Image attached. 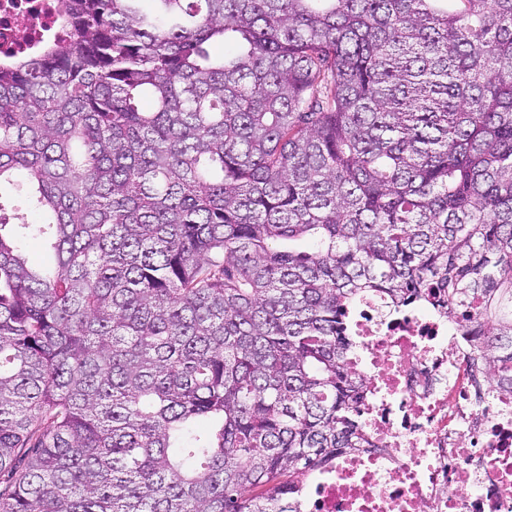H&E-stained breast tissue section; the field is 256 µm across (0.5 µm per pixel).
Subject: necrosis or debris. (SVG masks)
<instances>
[{
  "label": "necrosis or debris",
  "mask_w": 512,
  "mask_h": 512,
  "mask_svg": "<svg viewBox=\"0 0 512 512\" xmlns=\"http://www.w3.org/2000/svg\"><path fill=\"white\" fill-rule=\"evenodd\" d=\"M62 0H0V53L56 31ZM359 448L303 481L301 512H512V393L479 366L469 322L362 299Z\"/></svg>",
  "instance_id": "1"
}]
</instances>
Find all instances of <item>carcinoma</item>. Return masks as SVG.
<instances>
[{
  "label": "carcinoma",
  "instance_id": "cac0c4a2",
  "mask_svg": "<svg viewBox=\"0 0 512 512\" xmlns=\"http://www.w3.org/2000/svg\"><path fill=\"white\" fill-rule=\"evenodd\" d=\"M62 2L0 60V512H298L367 294L512 391V0ZM22 252L31 265L44 268L51 262L50 251L40 240L27 241L22 247Z\"/></svg>",
  "mask_w": 512,
  "mask_h": 512
}]
</instances>
